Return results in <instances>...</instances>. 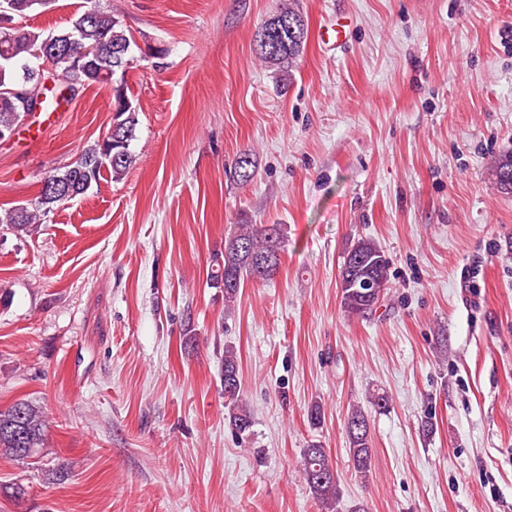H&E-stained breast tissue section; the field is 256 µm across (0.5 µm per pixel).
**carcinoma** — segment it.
I'll return each instance as SVG.
<instances>
[{"label":"carcinoma","mask_w":512,"mask_h":512,"mask_svg":"<svg viewBox=\"0 0 512 512\" xmlns=\"http://www.w3.org/2000/svg\"><path fill=\"white\" fill-rule=\"evenodd\" d=\"M296 0H289L279 11L263 21L255 34V51L262 62L275 71L288 73L297 63L307 37V27ZM55 0H0V16L24 19L27 13L48 8ZM12 38L0 40V139L11 136L18 125L29 116L14 91L31 87L40 78L37 66L27 69L16 66L25 59L31 46L53 50L59 46L71 47L69 53H55L56 73L63 83L55 89L57 98L50 102L69 101L64 93H78L87 84L112 86L114 117L110 132L103 139L82 149L70 164L45 174L44 179L71 187V199L83 196L97 183L103 171L112 179L124 178L135 155L130 150L136 138L138 118L135 107L127 97L125 84H114V76L125 74L130 62L131 39L112 11L96 6L76 13L68 25L57 31L46 32L27 25H18L11 31ZM86 47L95 53L84 67H74L72 54ZM250 154H239L234 174L242 182L252 177ZM493 176L497 187L512 192V153L502 155L494 162ZM63 205V201L40 190L36 201L17 205L0 216V229L21 234L30 227L42 224L49 214ZM285 247L281 224H239L224 240V252L214 256L210 281L224 289V312L234 309L240 288L248 280H268L278 270ZM389 282V264L379 244L371 238H359L351 244L344 257L339 284L341 304L348 316L368 319L376 313ZM224 399L227 417L232 429L240 436L250 434L252 415L240 397L239 365L231 346L224 348ZM350 460L354 471L367 478L372 466L369 421L365 410L352 407L345 421ZM47 420L42 407L30 399H20L0 409V455L25 461L35 457L45 447ZM303 475L309 490L325 510L338 501L337 468L326 449L311 444L303 450Z\"/></svg>","instance_id":"1"}]
</instances>
